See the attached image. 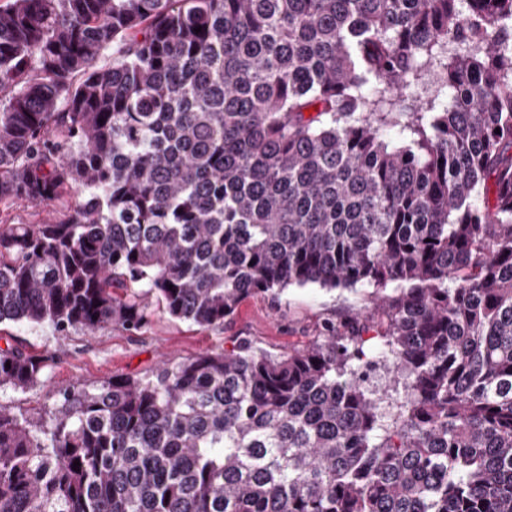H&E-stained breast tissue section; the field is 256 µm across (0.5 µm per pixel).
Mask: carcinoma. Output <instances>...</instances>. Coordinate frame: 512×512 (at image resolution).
<instances>
[{
  "label": "carcinoma",
  "instance_id": "1",
  "mask_svg": "<svg viewBox=\"0 0 512 512\" xmlns=\"http://www.w3.org/2000/svg\"><path fill=\"white\" fill-rule=\"evenodd\" d=\"M71 195L0 225V324L138 328L130 288L204 328L289 286L373 307L0 404V512H512V0H0V208ZM46 363L0 347V388ZM49 208L18 201L2 217L4 224H43Z\"/></svg>",
  "mask_w": 512,
  "mask_h": 512
}]
</instances>
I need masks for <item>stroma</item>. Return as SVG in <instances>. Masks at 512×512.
Listing matches in <instances>:
<instances>
[{
    "label": "stroma",
    "instance_id": "35a3bbf8",
    "mask_svg": "<svg viewBox=\"0 0 512 512\" xmlns=\"http://www.w3.org/2000/svg\"><path fill=\"white\" fill-rule=\"evenodd\" d=\"M368 289L327 290L291 286L276 296L255 295L241 302L231 320L210 328L174 319L148 302V318L139 329L112 324L93 332L80 328L58 333L48 324H0V347L9 345L48 359L43 384L17 391L0 388V404L40 420L46 418L61 389L92 391L124 377L146 380L166 360L186 361L219 352L245 338L260 350L280 355L305 347L329 323L365 314Z\"/></svg>",
    "mask_w": 512,
    "mask_h": 512
}]
</instances>
